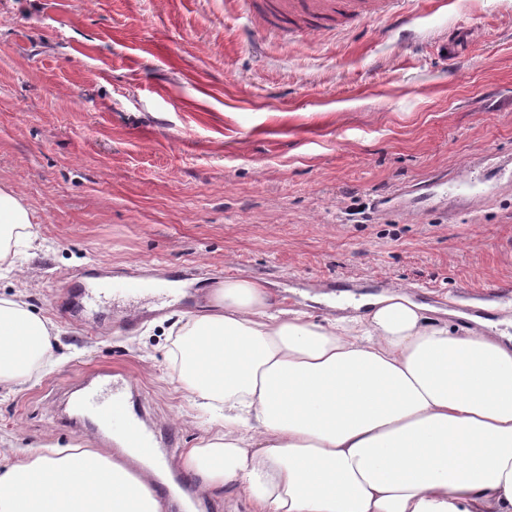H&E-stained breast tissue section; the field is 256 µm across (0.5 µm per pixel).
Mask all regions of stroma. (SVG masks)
<instances>
[{
    "label": "stroma",
    "instance_id": "obj_1",
    "mask_svg": "<svg viewBox=\"0 0 512 512\" xmlns=\"http://www.w3.org/2000/svg\"><path fill=\"white\" fill-rule=\"evenodd\" d=\"M250 17L247 0H0V187L34 221L0 294L50 321L55 353L0 391L14 458L108 451L62 405L99 370L136 380L179 436L171 460L200 445L213 415L177 382L172 327L224 279L316 322L339 281L443 311L512 286V0H401L296 37ZM466 168L414 218L394 199ZM125 279L152 290L92 310L76 293Z\"/></svg>",
    "mask_w": 512,
    "mask_h": 512
}]
</instances>
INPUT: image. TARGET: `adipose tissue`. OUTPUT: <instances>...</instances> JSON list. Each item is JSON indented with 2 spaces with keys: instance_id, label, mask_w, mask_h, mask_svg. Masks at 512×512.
Segmentation results:
<instances>
[{
  "instance_id": "adipose-tissue-1",
  "label": "adipose tissue",
  "mask_w": 512,
  "mask_h": 512,
  "mask_svg": "<svg viewBox=\"0 0 512 512\" xmlns=\"http://www.w3.org/2000/svg\"><path fill=\"white\" fill-rule=\"evenodd\" d=\"M33 218L0 189V266ZM307 320L240 276L180 329V385L222 412L179 461L255 512H512V342L390 292ZM52 358L46 318L0 296V389ZM149 473L87 446L12 461L0 512H164Z\"/></svg>"
}]
</instances>
